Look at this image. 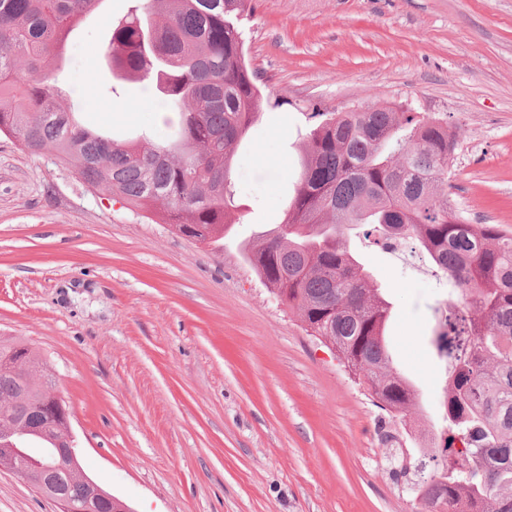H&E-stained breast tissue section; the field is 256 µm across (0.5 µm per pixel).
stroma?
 Returning <instances> with one entry per match:
<instances>
[{
	"label": "stroma",
	"instance_id": "obj_1",
	"mask_svg": "<svg viewBox=\"0 0 512 512\" xmlns=\"http://www.w3.org/2000/svg\"><path fill=\"white\" fill-rule=\"evenodd\" d=\"M245 59L261 115L231 169L243 204L203 244L90 188L52 151L0 134V336L49 360L87 476L131 512H414L446 423L430 343L448 287L353 231L392 306L388 348L420 392L405 426L374 406L246 262L282 223L313 112L395 104L457 142L452 198L512 233V0H251ZM85 19L59 78L83 125L170 133L145 81L113 77ZM0 512H58L7 469Z\"/></svg>",
	"mask_w": 512,
	"mask_h": 512
}]
</instances>
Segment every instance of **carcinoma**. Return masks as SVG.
<instances>
[{"mask_svg": "<svg viewBox=\"0 0 512 512\" xmlns=\"http://www.w3.org/2000/svg\"><path fill=\"white\" fill-rule=\"evenodd\" d=\"M103 0H0V133L30 153L50 150L88 186L151 213L199 242L235 223L234 146L260 107L244 57L249 0H134L110 25L106 58L119 78L151 81L175 114L176 139L116 141L83 127L59 84L62 50L80 18ZM301 172L282 224L245 248V258L305 330L330 344L373 402L397 417L416 405L393 371L386 341L390 303L350 249L348 231L410 237L457 293L448 332L431 342L448 370L443 459L437 490L420 512H512V235L454 213L448 162L455 138L442 119L382 106L314 112ZM31 363L27 344L0 340V355ZM0 373V407L31 426L29 403Z\"/></svg>", "mask_w": 512, "mask_h": 512, "instance_id": "cac0c4a2", "label": "carcinoma"}]
</instances>
